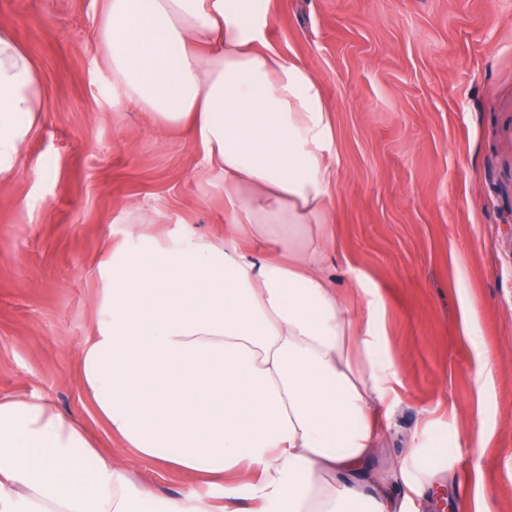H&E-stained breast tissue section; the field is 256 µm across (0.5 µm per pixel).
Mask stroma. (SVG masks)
<instances>
[{"instance_id": "obj_1", "label": "stroma", "mask_w": 512, "mask_h": 512, "mask_svg": "<svg viewBox=\"0 0 512 512\" xmlns=\"http://www.w3.org/2000/svg\"><path fill=\"white\" fill-rule=\"evenodd\" d=\"M103 0H0V24L35 57L44 122L0 183V396L49 400L112 457L77 352L93 334L97 266L138 208L165 234L223 232L224 192L180 129L112 87L95 46ZM268 41L317 77L333 138L326 269L383 299L378 328L399 401L365 472L408 465L418 512H512V0H268ZM49 168L36 178V166ZM473 307L494 364L467 339ZM493 433L477 445L478 428ZM444 444L441 461L408 460ZM164 495L218 489L137 464ZM448 493L440 505L437 490ZM465 335L468 337L472 346L478 351L480 356V364L478 370L479 378L484 384L492 379L493 364L484 350V343L477 323L473 320L472 311L466 308L464 311Z\"/></svg>"}]
</instances>
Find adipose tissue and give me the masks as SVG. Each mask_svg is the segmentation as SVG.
Returning <instances> with one entry per match:
<instances>
[{
  "instance_id": "ef3b65f1",
  "label": "adipose tissue",
  "mask_w": 512,
  "mask_h": 512,
  "mask_svg": "<svg viewBox=\"0 0 512 512\" xmlns=\"http://www.w3.org/2000/svg\"><path fill=\"white\" fill-rule=\"evenodd\" d=\"M267 29V0H105L97 28L113 88L201 148L224 234L161 237L133 217L99 266L83 386L138 461L207 481L223 505L155 493L52 403L13 396L0 512H408L420 495L402 467L363 477L397 369L379 298L349 308L325 271L328 107ZM44 110L34 61L0 27V182ZM120 373L135 404L115 397Z\"/></svg>"
}]
</instances>
